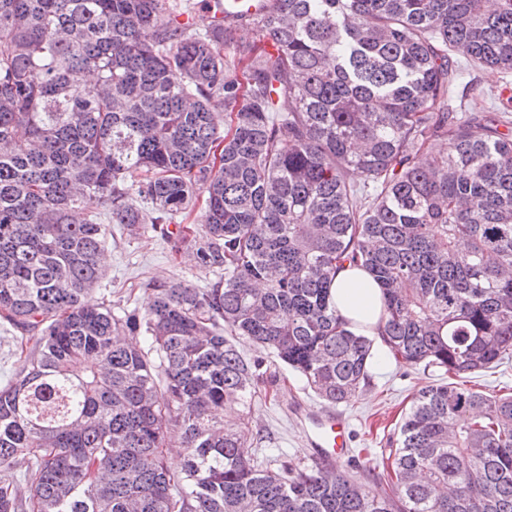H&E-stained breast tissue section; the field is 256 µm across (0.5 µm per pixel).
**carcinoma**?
I'll use <instances>...</instances> for the list:
<instances>
[{
	"mask_svg": "<svg viewBox=\"0 0 512 512\" xmlns=\"http://www.w3.org/2000/svg\"><path fill=\"white\" fill-rule=\"evenodd\" d=\"M268 2L237 45L189 0H0V319L24 333L0 512H512V392L454 382L512 357V122L450 111L454 57L512 74V0ZM88 197L218 281L85 301L109 234ZM346 263L381 286L393 358L437 373L379 490L258 452L249 420L276 380L244 343L330 403L370 387Z\"/></svg>",
	"mask_w": 512,
	"mask_h": 512,
	"instance_id": "obj_1",
	"label": "carcinoma"
}]
</instances>
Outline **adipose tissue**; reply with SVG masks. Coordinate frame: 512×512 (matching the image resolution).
<instances>
[{
  "instance_id": "1",
  "label": "adipose tissue",
  "mask_w": 512,
  "mask_h": 512,
  "mask_svg": "<svg viewBox=\"0 0 512 512\" xmlns=\"http://www.w3.org/2000/svg\"><path fill=\"white\" fill-rule=\"evenodd\" d=\"M336 312L352 328L373 336L377 333L382 308V292L366 270L355 267L340 269L332 286Z\"/></svg>"
}]
</instances>
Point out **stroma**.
I'll return each mask as SVG.
<instances>
[{"label":"stroma","instance_id":"1","mask_svg":"<svg viewBox=\"0 0 512 512\" xmlns=\"http://www.w3.org/2000/svg\"><path fill=\"white\" fill-rule=\"evenodd\" d=\"M504 82L498 71L461 62L456 95L477 96L485 106H494ZM105 276L89 296L90 302L129 297L130 303L144 308L149 295L141 285L157 279L185 280L199 288L210 287L215 275L201 273L191 254H175L160 233L146 231L128 236L122 225L112 227L105 253ZM376 358L370 370L371 386L351 405H330L313 392L300 390L295 378L280 384L270 402L255 404L251 421L263 447L277 448L300 466L311 465L313 451L304 441V426L296 415L297 403L317 410L342 413L349 421L350 437L345 450L344 471L361 477L387 455L395 426L409 409L415 391L429 382L422 368L396 363L382 343H375Z\"/></svg>","mask_w":512,"mask_h":512}]
</instances>
